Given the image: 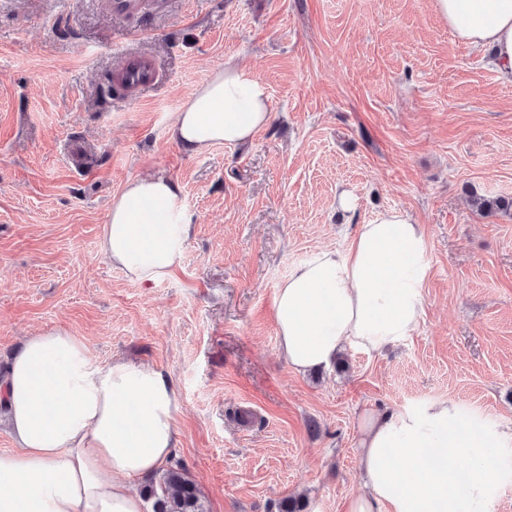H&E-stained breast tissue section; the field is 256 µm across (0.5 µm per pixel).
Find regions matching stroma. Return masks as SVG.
<instances>
[{
  "mask_svg": "<svg viewBox=\"0 0 512 512\" xmlns=\"http://www.w3.org/2000/svg\"><path fill=\"white\" fill-rule=\"evenodd\" d=\"M0 0V371L62 328L103 361L146 363L179 396L177 446L205 512H344L362 415L453 404L493 445L487 512H512V84L456 40L433 0ZM128 52L161 79L136 102L99 87ZM266 87L269 125L195 154L175 112L228 60ZM162 174L191 222L183 259L130 281L100 248L113 197ZM354 206L342 211L341 191ZM403 209L425 228L419 322L380 354L294 372L274 300L319 250ZM471 203L477 211L487 214L497 212L507 213L512 210V198L496 197L490 199L474 192L471 195Z\"/></svg>",
  "mask_w": 512,
  "mask_h": 512,
  "instance_id": "1",
  "label": "stroma"
}]
</instances>
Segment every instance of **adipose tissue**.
Segmentation results:
<instances>
[{
    "mask_svg": "<svg viewBox=\"0 0 512 512\" xmlns=\"http://www.w3.org/2000/svg\"><path fill=\"white\" fill-rule=\"evenodd\" d=\"M455 38L491 48L512 83V0H433ZM265 87L228 62L183 103L171 137L195 152L250 142L269 121ZM174 183L129 180L112 200L101 250L141 284L170 277L189 237ZM425 229L401 209L360 225L345 252H315L279 285V349L296 372L330 365L345 349L379 354L412 332L429 273ZM14 449L0 451V512H145L134 481L169 462L179 400L154 367L101 361L82 337L51 328L29 337L0 381ZM453 406L364 415L362 490L346 512H482L495 487L493 433L462 431Z\"/></svg>",
    "mask_w": 512,
    "mask_h": 512,
    "instance_id": "ef3b65f1",
    "label": "adipose tissue"
}]
</instances>
